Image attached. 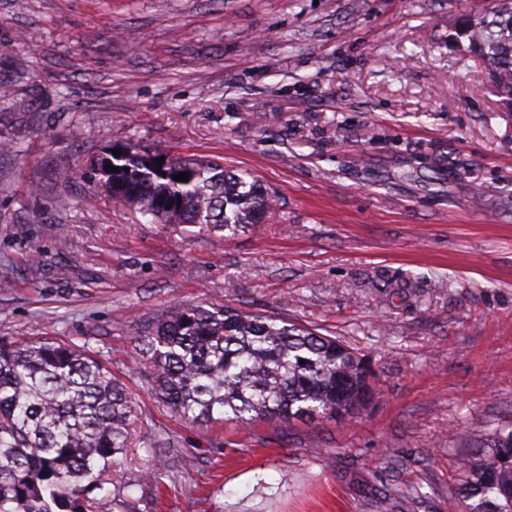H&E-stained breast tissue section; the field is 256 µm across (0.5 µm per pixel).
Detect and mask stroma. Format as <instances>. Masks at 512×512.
I'll return each mask as SVG.
<instances>
[{
    "label": "stroma",
    "instance_id": "stroma-1",
    "mask_svg": "<svg viewBox=\"0 0 512 512\" xmlns=\"http://www.w3.org/2000/svg\"><path fill=\"white\" fill-rule=\"evenodd\" d=\"M497 0H0V336H52L137 410L110 473L139 512H448L512 420V106L452 41ZM212 160L280 199L256 232L149 222L86 174L111 148ZM74 168L62 181V167ZM176 303L317 329L372 371L355 418L197 425L137 334ZM170 467L148 478L153 454Z\"/></svg>",
    "mask_w": 512,
    "mask_h": 512
}]
</instances>
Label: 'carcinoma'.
Here are the masks:
<instances>
[{
	"label": "carcinoma",
	"mask_w": 512,
	"mask_h": 512,
	"mask_svg": "<svg viewBox=\"0 0 512 512\" xmlns=\"http://www.w3.org/2000/svg\"><path fill=\"white\" fill-rule=\"evenodd\" d=\"M461 38L512 105V0L465 21ZM117 150L92 163L88 179L161 224H204L234 236L279 209L249 172L132 145ZM179 173L188 181L174 180ZM137 342L155 395L199 425L352 417L371 395V373L352 348L278 317L176 304ZM134 413L124 384L80 347L0 336V512H107L105 476L129 448ZM448 512H512V421L460 459Z\"/></svg>",
	"instance_id": "1"
}]
</instances>
